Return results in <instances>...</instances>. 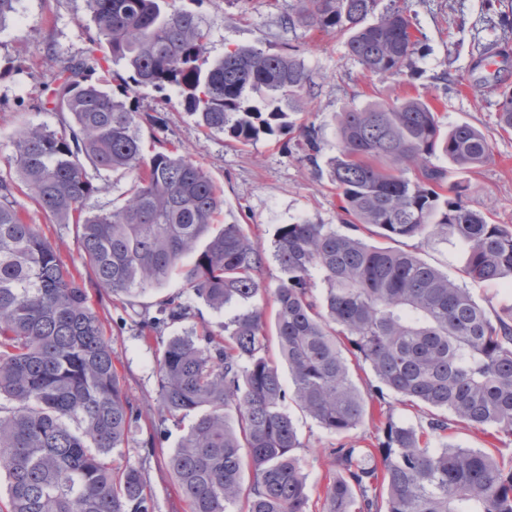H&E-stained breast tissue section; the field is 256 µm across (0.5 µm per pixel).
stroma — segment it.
<instances>
[{
	"instance_id": "35a3bbf8",
	"label": "stroma",
	"mask_w": 512,
	"mask_h": 512,
	"mask_svg": "<svg viewBox=\"0 0 512 512\" xmlns=\"http://www.w3.org/2000/svg\"><path fill=\"white\" fill-rule=\"evenodd\" d=\"M295 0H182L210 32V58L223 57L236 46L277 51L298 46L311 78L310 94L289 109L290 122L319 127L316 163L302 161L300 150H288L267 137L242 147L222 133H209L172 97L159 139L171 142L203 166L224 192L222 224H241L271 246L281 224L338 223V200L328 179L329 163L338 154L337 115L372 102L392 103L405 97L435 101L444 126L470 124L491 145V158L473 170L454 172L467 185L471 209L512 225V132L497 124L499 93L512 88V0H409L408 12L420 31L422 46L402 75L378 79L351 59L342 36L333 32L288 30L283 18ZM95 27L86 0H18L16 12L0 29V176L13 178L9 160L18 130L25 125L57 126L58 116L38 103L54 86L59 67L84 58ZM29 223L41 225L66 266L82 259L71 224L48 223L31 201H24ZM396 249L411 251L428 264L458 276L467 254L455 243L402 238ZM94 309L103 318L105 334L124 376L127 393L143 407L156 410V358L159 346L144 340L122 320V303L107 293L94 295ZM291 416L298 431L311 500L323 495L331 467L329 448L336 436L299 411ZM149 429L139 424L116 462L140 468L156 512H186L177 486L165 466L182 434L169 429L162 447H143ZM443 442L512 454V437L497 440L486 432L449 422Z\"/></svg>"
}]
</instances>
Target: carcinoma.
<instances>
[{"label": "carcinoma", "mask_w": 512, "mask_h": 512, "mask_svg": "<svg viewBox=\"0 0 512 512\" xmlns=\"http://www.w3.org/2000/svg\"><path fill=\"white\" fill-rule=\"evenodd\" d=\"M86 3L96 27L87 56L66 63L40 103L59 114V127L22 130L12 158L20 183L0 177V512H155L142 470L115 465L142 410L124 390L91 293L133 308L175 272L211 309L245 307L215 327L177 293L131 318L159 345L158 410L144 447L162 445L169 421L185 428L165 464L189 512H512V455L431 447L450 416L512 436V307L493 321L464 285L383 245L451 237L466 250V278L512 281V227L470 209L467 187L433 162L440 153L457 169L484 164L485 135L468 124L444 128L419 97L339 114L329 181L350 232L281 224L272 242L282 273L274 326L288 388L266 355L257 304L263 245L241 224L214 223L224 196L200 165L157 137L145 151L143 129L163 125L168 99L139 112L126 98L141 88L173 89L201 127L241 146L296 129L312 161L318 130L285 121L284 111L309 94L304 63L292 48L245 46L209 61V31L180 0ZM379 4L296 0L283 22L345 35L348 55L368 73L399 76L420 39L407 6ZM112 63L127 72L121 98L103 90ZM251 93L263 95V106L249 104ZM498 125L512 130L511 89L502 93ZM103 172L131 173L133 181L111 210L91 213L93 175ZM22 189L52 221L75 225L87 276L60 261L41 225L21 217ZM362 230L378 241L365 242ZM350 356L376 383L356 386ZM387 391L426 408L427 427L388 414L375 426L374 447L330 449L336 473L313 510L286 406L341 436Z\"/></svg>", "instance_id": "cac0c4a2"}]
</instances>
